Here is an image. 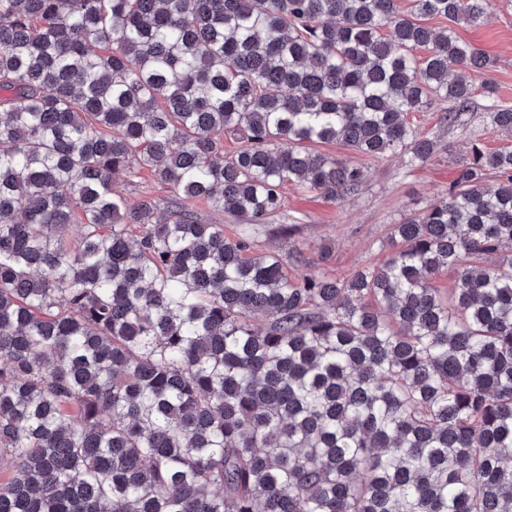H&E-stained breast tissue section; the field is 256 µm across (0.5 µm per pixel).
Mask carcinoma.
<instances>
[{"label": "carcinoma", "instance_id": "obj_1", "mask_svg": "<svg viewBox=\"0 0 512 512\" xmlns=\"http://www.w3.org/2000/svg\"><path fill=\"white\" fill-rule=\"evenodd\" d=\"M407 2L0 0V512H512V149L347 278L252 249L284 186L363 185L319 144L424 163L432 98L512 131L454 28L493 0ZM113 187L131 203H136L145 194L157 199H167L173 196L172 190L167 185L157 182L151 172L147 170L141 173L139 179L118 174L114 179ZM193 204V209L200 220L209 224H224L226 237L234 238L239 232V224L243 223L235 216L213 211L204 200L195 201Z\"/></svg>", "mask_w": 512, "mask_h": 512}]
</instances>
